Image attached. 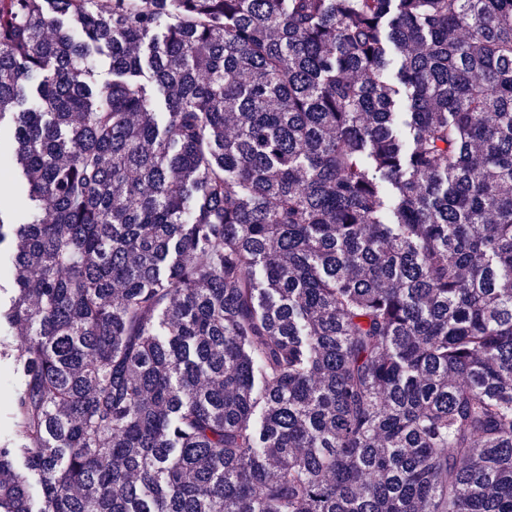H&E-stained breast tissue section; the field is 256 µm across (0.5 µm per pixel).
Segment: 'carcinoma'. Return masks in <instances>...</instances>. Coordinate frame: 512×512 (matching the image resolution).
I'll use <instances>...</instances> for the list:
<instances>
[{
    "instance_id": "obj_1",
    "label": "carcinoma",
    "mask_w": 512,
    "mask_h": 512,
    "mask_svg": "<svg viewBox=\"0 0 512 512\" xmlns=\"http://www.w3.org/2000/svg\"><path fill=\"white\" fill-rule=\"evenodd\" d=\"M6 119L0 512H512V0H0Z\"/></svg>"
}]
</instances>
